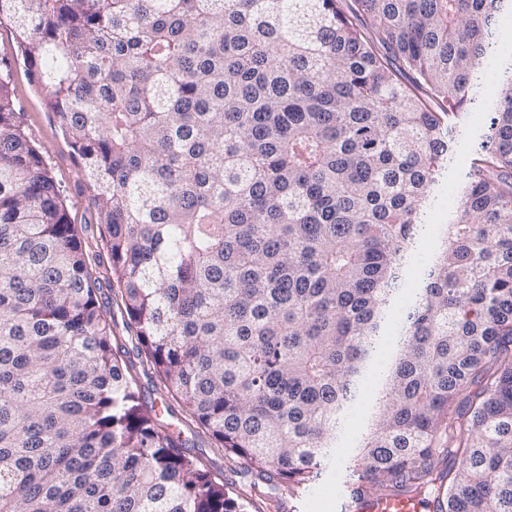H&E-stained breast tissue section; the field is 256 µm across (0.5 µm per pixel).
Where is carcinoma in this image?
I'll list each match as a JSON object with an SVG mask.
<instances>
[{
	"label": "carcinoma",
	"instance_id": "cac0c4a2",
	"mask_svg": "<svg viewBox=\"0 0 512 512\" xmlns=\"http://www.w3.org/2000/svg\"><path fill=\"white\" fill-rule=\"evenodd\" d=\"M353 2L376 40L338 0H0V23L83 165L141 362L256 492L320 480L359 402L342 488L512 512L504 0ZM491 62L485 143L425 224ZM97 281L0 77V512H246L141 400Z\"/></svg>",
	"mask_w": 512,
	"mask_h": 512
}]
</instances>
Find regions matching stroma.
Segmentation results:
<instances>
[{
  "label": "stroma",
  "mask_w": 512,
  "mask_h": 512,
  "mask_svg": "<svg viewBox=\"0 0 512 512\" xmlns=\"http://www.w3.org/2000/svg\"><path fill=\"white\" fill-rule=\"evenodd\" d=\"M0 71L10 76V92L20 114V121L31 142L42 154L54 180L61 186L66 199L71 224L78 231L89 256L93 273L97 277V296L103 303L107 318L115 336V346L125 361H137L136 343L113 301L112 276L109 272V259L100 237L97 218L91 202V193L74 150L65 138L45 104V94L30 79L15 34L10 25L0 26ZM495 92L476 89L473 100L467 103L466 110L455 120L456 126L464 131L460 148L448 167L445 178L435 189V202L427 209L425 221L429 224H444L452 212L448 204L449 195L457 194L463 180L466 158L478 150L481 143V129L475 128L470 112L480 107L490 109ZM194 453L197 458L218 480L223 481L232 495L248 496L250 477L247 462L234 455L225 454L217 448L209 437L196 438ZM340 473L336 464H329L324 479L316 483L312 491L295 488L284 481L271 483L268 496L252 499L250 512H280L281 504H288L293 512H313L311 502L321 492L335 487Z\"/></svg>",
  "instance_id": "obj_1"
}]
</instances>
